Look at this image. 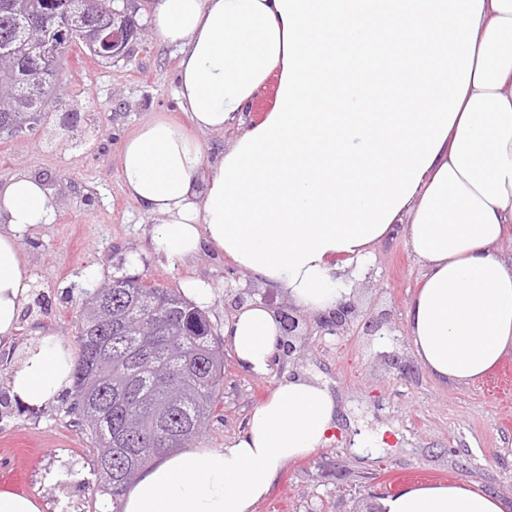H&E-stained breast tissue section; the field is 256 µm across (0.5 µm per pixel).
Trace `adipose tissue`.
Wrapping results in <instances>:
<instances>
[{
    "instance_id": "1",
    "label": "adipose tissue",
    "mask_w": 512,
    "mask_h": 512,
    "mask_svg": "<svg viewBox=\"0 0 512 512\" xmlns=\"http://www.w3.org/2000/svg\"><path fill=\"white\" fill-rule=\"evenodd\" d=\"M154 35L178 54L188 124L165 116L122 141L125 190L161 216L151 238L171 259L206 248L299 309L352 292L348 262L404 233L421 282L405 314L414 356L440 383L486 378L512 354V0H151ZM273 90L272 108L252 110ZM382 99L385 108L369 111ZM234 131L206 159L196 137ZM45 182L0 183V347L20 330L31 288L25 233L52 223ZM224 340L240 367L269 372L279 325L237 311ZM74 357L39 337L9 377L22 407L57 401ZM336 400L283 378L221 448H188L143 471L123 512H256L282 468L324 447ZM382 512H512L460 483L383 497Z\"/></svg>"
}]
</instances>
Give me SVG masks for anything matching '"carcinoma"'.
Returning a JSON list of instances; mask_svg holds the SVG:
<instances>
[{"label":"carcinoma","mask_w":512,"mask_h":512,"mask_svg":"<svg viewBox=\"0 0 512 512\" xmlns=\"http://www.w3.org/2000/svg\"><path fill=\"white\" fill-rule=\"evenodd\" d=\"M90 20L121 24L117 0H91ZM55 0H0V132L30 128L63 86L40 88L33 66ZM75 397L66 413L90 443L101 492L122 512L124 492L164 453L206 432L224 382V350L204 311L175 288L119 271L95 289L80 316Z\"/></svg>","instance_id":"carcinoma-1"}]
</instances>
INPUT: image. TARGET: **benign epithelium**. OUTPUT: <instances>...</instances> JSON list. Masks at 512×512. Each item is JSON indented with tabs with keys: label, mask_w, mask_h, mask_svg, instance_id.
Wrapping results in <instances>:
<instances>
[{
	"label": "benign epithelium",
	"mask_w": 512,
	"mask_h": 512,
	"mask_svg": "<svg viewBox=\"0 0 512 512\" xmlns=\"http://www.w3.org/2000/svg\"><path fill=\"white\" fill-rule=\"evenodd\" d=\"M60 39H67L66 31L61 29L58 32L47 31L41 45V58L49 63H55L57 58V42L55 35ZM133 30L127 24L115 26L111 30L94 27L90 30L86 40L98 43L99 47L107 51V55L115 58L126 52ZM263 304L269 309L280 326L282 336L279 349L273 361L288 359L296 361L303 356L305 345L298 343V339L304 336H326L338 339L348 335L354 326L360 322L364 323L365 330L370 335L385 339L392 345V351L381 352L378 357L393 370V375L399 380H408L415 374L414 364L400 355L399 346L402 332L399 322L391 317L388 312L377 314L370 310H363L353 298L342 299L336 302L332 308L324 311L305 312L292 303H274L266 298Z\"/></svg>",
	"instance_id": "1"
}]
</instances>
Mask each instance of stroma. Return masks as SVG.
I'll list each match as a JSON object with an SVG mask.
<instances>
[{
	"mask_svg": "<svg viewBox=\"0 0 512 512\" xmlns=\"http://www.w3.org/2000/svg\"><path fill=\"white\" fill-rule=\"evenodd\" d=\"M149 0H130L142 31L129 56L99 66L85 47H73L65 63L76 127L61 128L54 101H47L33 131L0 133V182L19 173L46 181L56 202L53 223L22 239V258L33 280L32 306L12 350L22 358L35 330L75 345L82 304L117 265L146 283L182 288L196 279L214 293L206 307L216 341L231 316L226 289L251 287L227 257L206 249L167 259L149 234L155 216L140 211L125 191L120 149L125 133L164 113L180 120L177 59L148 30ZM376 278L357 279L358 299L373 312L404 320L421 279L404 236L376 244L357 261ZM382 342L356 331L336 339L310 338L303 358L268 374L241 369L224 355L219 403L198 445L220 448L245 428L251 411L283 374L317 379L336 398L333 441L288 463L257 512H357L365 497L388 496L413 484L454 481L490 491L512 503V405L503 404L499 373L469 385H444L424 368L396 381L375 356ZM65 402L36 412L0 407V439L34 444L27 459L1 456L0 468L24 465L27 493L44 512H110L98 492L89 446L72 426Z\"/></svg>",
	"mask_w": 512,
	"mask_h": 512,
	"instance_id": "35a3bbf8",
	"label": "stroma"
}]
</instances>
